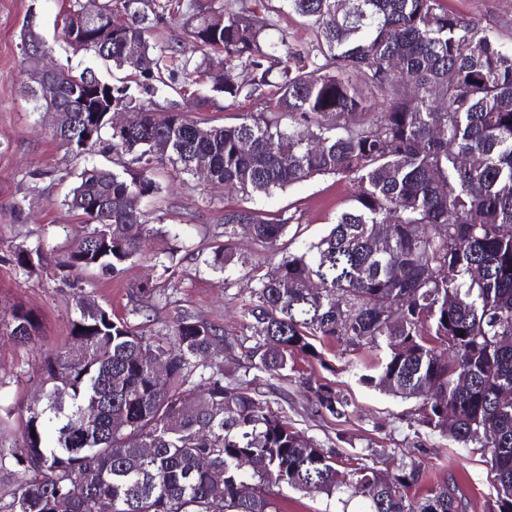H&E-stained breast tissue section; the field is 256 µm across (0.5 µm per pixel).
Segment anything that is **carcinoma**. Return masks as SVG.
<instances>
[{"label": "carcinoma", "mask_w": 512, "mask_h": 512, "mask_svg": "<svg viewBox=\"0 0 512 512\" xmlns=\"http://www.w3.org/2000/svg\"><path fill=\"white\" fill-rule=\"evenodd\" d=\"M254 2L231 0L218 26L184 0H69L62 42L78 26L82 52L126 76L66 63L51 95L24 85L37 111L74 109L75 126L55 134L69 153L84 157L106 142L117 157L112 169L92 164L74 175L64 204L89 229L56 270L118 276L144 255L141 203L159 192L160 164L191 175L203 161L212 183L245 196L323 175L353 181V204L298 252L279 250L296 214L225 208L210 266L243 265L233 246L241 224L254 244L281 251L270 270L244 274L241 324L255 338L245 372L286 379L300 355L323 365L328 340L371 352L359 381L419 400L422 425L488 449L496 512H512V346L498 340L512 336V51L440 0H289L312 40L277 45L253 18L266 0ZM177 14L188 46L150 43L148 32ZM103 23L112 25L108 49L92 39ZM38 27L28 12L22 44L52 50ZM215 67L222 82L203 83ZM238 68L248 81L235 80ZM365 89L383 108L368 104ZM219 97L226 111L242 97L262 98L266 109L219 126L194 119ZM159 99L166 106L155 112ZM109 108L133 111L129 127H112ZM279 113L292 121L286 132ZM328 115L335 124L323 123ZM161 141L169 149L159 155ZM10 262L31 271L45 256L17 247ZM75 311L69 336L80 351L47 356L43 403L0 413V432L16 425L22 439L0 450V472L18 475L5 512H57L61 501L69 512H98L102 499L112 512H280L283 488L346 493L363 500V512H459L446 485L410 496L421 483L416 461L339 469L336 452L296 431L259 388L224 381L211 349L222 339L231 352L235 342L200 316L178 311L153 332L82 292ZM42 333L41 317L20 304L0 320V337L21 346ZM308 399L334 418L349 406L329 384Z\"/></svg>", "instance_id": "obj_1"}]
</instances>
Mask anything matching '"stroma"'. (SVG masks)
<instances>
[{"mask_svg": "<svg viewBox=\"0 0 512 512\" xmlns=\"http://www.w3.org/2000/svg\"><path fill=\"white\" fill-rule=\"evenodd\" d=\"M448 11L479 22L505 49H512V0H442ZM272 11H260L267 38L287 37L305 42L302 18L286 0H272ZM36 8L41 32L59 45L65 0H0V318L9 317L13 303L40 314L45 332L26 347L0 339V403L26 406L45 394L41 367L48 351L70 340L75 316L72 296L83 291L117 315L141 322L135 314L137 287L146 281L157 287L151 312L154 328L186 310L221 327L242 334L237 312L246 297L242 283H227L224 272L209 264L207 245L224 237V210L247 207L267 213L288 210L301 220L288 228L289 250L304 249L327 235L337 213L351 204L355 188L333 175L318 176L268 195L239 197L200 178L180 174L171 165L158 167L153 176L160 186L156 197L143 202L151 257L128 264L119 278L98 270L63 280L53 269L31 273L15 268L9 256L15 246L41 248L57 260L84 235L81 215L63 203L70 188L69 172L85 162L109 167L110 149L90 159L72 158L54 136L47 115L34 111L22 88L31 67L20 51V28L29 8ZM179 239H172L171 230ZM186 249L175 256L170 270L156 266L154 254L167 251L175 241ZM357 352L326 346L324 361L298 360L290 379L259 374L256 384L266 391L273 408L285 411L297 430L325 449L348 459L360 455L364 463L385 470L394 461L415 460L425 469L423 487L448 484L461 496L460 512H490L497 499V482L482 448L440 436L414 420L416 400L402 399L382 388L360 383ZM328 383L349 402L344 418L322 416L311 409L305 384ZM280 512H361L354 498L338 502L323 494L283 491Z\"/></svg>", "mask_w": 512, "mask_h": 512, "instance_id": "1", "label": "stroma"}]
</instances>
